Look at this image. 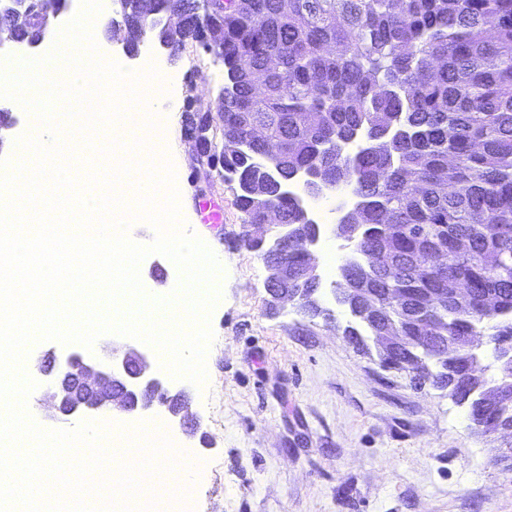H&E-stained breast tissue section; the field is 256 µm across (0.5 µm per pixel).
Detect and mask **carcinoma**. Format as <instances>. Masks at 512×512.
<instances>
[{
  "instance_id": "obj_1",
  "label": "carcinoma",
  "mask_w": 512,
  "mask_h": 512,
  "mask_svg": "<svg viewBox=\"0 0 512 512\" xmlns=\"http://www.w3.org/2000/svg\"><path fill=\"white\" fill-rule=\"evenodd\" d=\"M139 2L123 10L132 42L143 41ZM154 3L186 13L182 29L158 31L173 55L187 40L209 48L192 0ZM217 21L224 181L252 185L234 193L243 223H266L272 205L288 225L275 248L288 287L314 278L303 260L312 226L286 184L316 168L359 198L340 287L365 315L344 335L406 337L379 353L390 369L415 371L427 351L477 432L512 420V362L481 377L470 345L482 335L494 353L512 348V0H226ZM358 130L361 152L345 145Z\"/></svg>"
}]
</instances>
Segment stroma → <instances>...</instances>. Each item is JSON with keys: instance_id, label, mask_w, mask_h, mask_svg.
<instances>
[{"instance_id": "obj_1", "label": "stroma", "mask_w": 512, "mask_h": 512, "mask_svg": "<svg viewBox=\"0 0 512 512\" xmlns=\"http://www.w3.org/2000/svg\"><path fill=\"white\" fill-rule=\"evenodd\" d=\"M112 23L98 42L103 56H126L134 71L150 56L171 73L185 223L224 258L207 383L167 381L198 422L192 430L168 418L169 431L203 463L172 494L189 490L194 512H512V460L499 459L512 435L475 434L447 392L383 369L376 352L344 336L349 318L331 292L324 316L270 306L265 264L239 244L233 192L195 170L182 127L187 107H216L223 61L192 41L175 57L151 39L127 56ZM204 201L222 223L203 221Z\"/></svg>"}]
</instances>
